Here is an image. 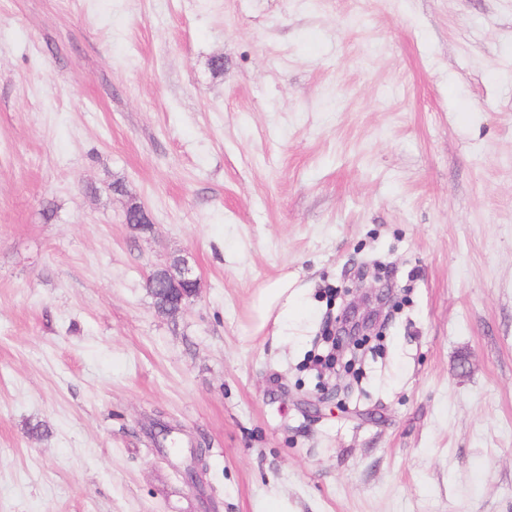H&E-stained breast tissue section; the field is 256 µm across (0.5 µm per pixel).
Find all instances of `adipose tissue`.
<instances>
[{
  "mask_svg": "<svg viewBox=\"0 0 512 512\" xmlns=\"http://www.w3.org/2000/svg\"><path fill=\"white\" fill-rule=\"evenodd\" d=\"M256 329H272L274 335L284 336L306 320L311 309L302 288L296 287L291 276L280 275L271 280L253 303Z\"/></svg>",
  "mask_w": 512,
  "mask_h": 512,
  "instance_id": "adipose-tissue-1",
  "label": "adipose tissue"
}]
</instances>
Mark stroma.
<instances>
[{"instance_id":"obj_1","label":"stroma","mask_w":512,"mask_h":512,"mask_svg":"<svg viewBox=\"0 0 512 512\" xmlns=\"http://www.w3.org/2000/svg\"><path fill=\"white\" fill-rule=\"evenodd\" d=\"M286 272L312 318L256 333ZM0 512H512V0H0ZM147 282L157 284L158 288L169 289L171 301L166 302L159 312L177 314L199 298L201 289L194 266L187 257L180 258L177 263L172 260L153 270ZM353 304H349L344 312L337 316L335 319V327L336 329H340L348 334L351 338L349 340L355 341L357 336H368L371 331V326L368 323H365L364 320L357 319L354 315H351L349 310L353 307Z\"/></svg>"}]
</instances>
